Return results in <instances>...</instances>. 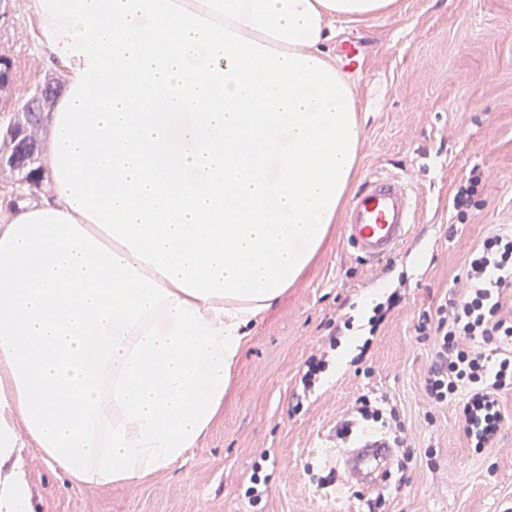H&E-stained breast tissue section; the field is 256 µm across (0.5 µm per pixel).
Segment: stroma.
Returning <instances> with one entry per match:
<instances>
[{"label":"stroma","mask_w":512,"mask_h":512,"mask_svg":"<svg viewBox=\"0 0 512 512\" xmlns=\"http://www.w3.org/2000/svg\"><path fill=\"white\" fill-rule=\"evenodd\" d=\"M360 48L354 95L365 119L357 180L399 175L418 191L419 224L393 259L369 264L330 235L303 277L257 321L224 408L175 467L139 484L66 487L42 451H21L35 512H512V422L493 449L477 453L456 407L430 405L420 387L431 346L418 340L419 316L454 298L473 245L512 229V0H399L376 21L336 26L330 46ZM13 62L0 113L12 111L52 75L23 0L0 19V53ZM482 181L465 219L453 208L471 171ZM401 301L377 331L362 303L374 289ZM369 336L364 352L337 369L330 336ZM326 366L311 388L300 379L311 355ZM387 397L404 423L389 477L372 492L349 483L336 426L377 430L354 419L361 395ZM263 462L268 487L249 502L245 482Z\"/></svg>","instance_id":"stroma-1"}]
</instances>
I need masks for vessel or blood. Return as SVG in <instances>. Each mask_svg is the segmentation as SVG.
Returning a JSON list of instances; mask_svg holds the SVG:
<instances>
[{"label": "vessel or blood", "instance_id": "b4317fda", "mask_svg": "<svg viewBox=\"0 0 512 512\" xmlns=\"http://www.w3.org/2000/svg\"><path fill=\"white\" fill-rule=\"evenodd\" d=\"M418 221L417 192L400 176H369L351 197L343 216L344 238L365 261L382 262L396 256ZM393 456V442L382 433L358 437L343 451L348 477L365 489L379 488Z\"/></svg>", "mask_w": 512, "mask_h": 512}]
</instances>
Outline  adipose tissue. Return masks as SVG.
<instances>
[{
    "instance_id": "ef3b65f1",
    "label": "adipose tissue",
    "mask_w": 512,
    "mask_h": 512,
    "mask_svg": "<svg viewBox=\"0 0 512 512\" xmlns=\"http://www.w3.org/2000/svg\"><path fill=\"white\" fill-rule=\"evenodd\" d=\"M25 7L62 89L52 197L0 210V512H33L26 440L79 487L147 481L195 448L357 172L334 24L397 0Z\"/></svg>"
}]
</instances>
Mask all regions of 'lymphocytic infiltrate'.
Masks as SVG:
<instances>
[{"label":"lymphocytic infiltrate","instance_id":"lymphocytic-infiltrate-1","mask_svg":"<svg viewBox=\"0 0 512 512\" xmlns=\"http://www.w3.org/2000/svg\"><path fill=\"white\" fill-rule=\"evenodd\" d=\"M455 299L423 314L415 331L431 344L422 388L433 404L464 395L461 424L472 448H492L508 416L501 403L512 388V317L501 302L512 288V230L485 236L470 252Z\"/></svg>","mask_w":512,"mask_h":512}]
</instances>
